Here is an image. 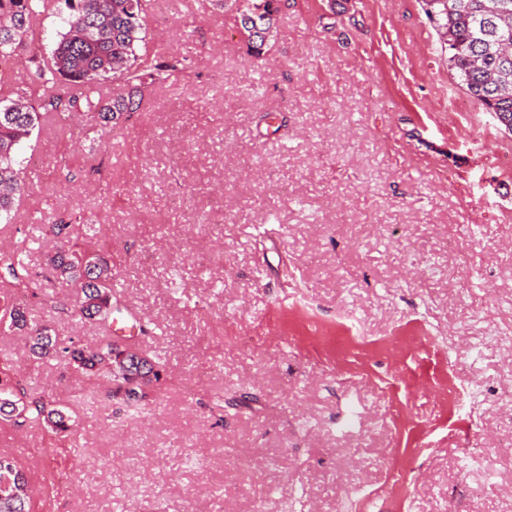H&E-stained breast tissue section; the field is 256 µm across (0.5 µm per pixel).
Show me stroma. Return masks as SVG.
Instances as JSON below:
<instances>
[{
	"instance_id": "obj_1",
	"label": "stroma",
	"mask_w": 512,
	"mask_h": 512,
	"mask_svg": "<svg viewBox=\"0 0 512 512\" xmlns=\"http://www.w3.org/2000/svg\"><path fill=\"white\" fill-rule=\"evenodd\" d=\"M149 50L184 59L102 135L43 127L0 250L46 272L37 217L82 203L136 336L164 364L140 409L0 327V359L69 408L75 462L0 424L43 512H512V166L422 0H285L266 55L233 11L151 2ZM182 202L172 205L173 191ZM51 279L22 301L97 346ZM234 482L235 492L225 490Z\"/></svg>"
}]
</instances>
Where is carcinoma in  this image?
<instances>
[{
  "mask_svg": "<svg viewBox=\"0 0 512 512\" xmlns=\"http://www.w3.org/2000/svg\"><path fill=\"white\" fill-rule=\"evenodd\" d=\"M44 0H0V64L13 60L31 42L33 18ZM66 31L47 57L30 56L26 79L0 86V216L10 213L14 197L24 191L16 159L20 146L48 118L77 112L97 116L108 134L118 120L140 111L152 87L185 72L184 60L151 54L141 47L147 0H62ZM219 8H237L240 33L249 57L260 59L276 33L279 13L274 0H214ZM425 12L448 48V65L459 85L512 134V0H423ZM116 82L112 95L94 96V84ZM83 209L69 221L46 220L63 247L47 259L57 277L80 284L76 312L95 323L103 342L85 347L59 340L54 330L35 323L26 312L7 305L0 316L9 327L31 328L30 351L53 357L90 381H105L110 394L138 408L162 377L163 367L127 340L112 336L114 271L105 251L69 238L71 224L84 222ZM0 289L43 293L40 276L20 255L0 253ZM0 422L40 428L60 438L70 435L74 419L54 400L35 393L18 379L9 359L0 360ZM0 472V512H32L30 494L4 492Z\"/></svg>",
  "mask_w": 512,
  "mask_h": 512,
  "instance_id": "cac0c4a2",
  "label": "carcinoma"
}]
</instances>
